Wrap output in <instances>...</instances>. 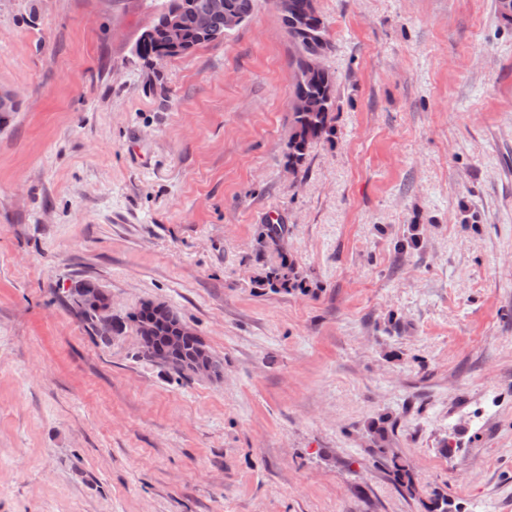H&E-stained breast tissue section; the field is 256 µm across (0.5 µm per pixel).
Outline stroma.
<instances>
[{"label":"stroma","mask_w":512,"mask_h":512,"mask_svg":"<svg viewBox=\"0 0 512 512\" xmlns=\"http://www.w3.org/2000/svg\"><path fill=\"white\" fill-rule=\"evenodd\" d=\"M163 3L0 0V512H512V25L316 0L334 133L292 168L270 0L153 77ZM85 278L121 317L169 305L222 375L90 336Z\"/></svg>","instance_id":"35a3bbf8"}]
</instances>
